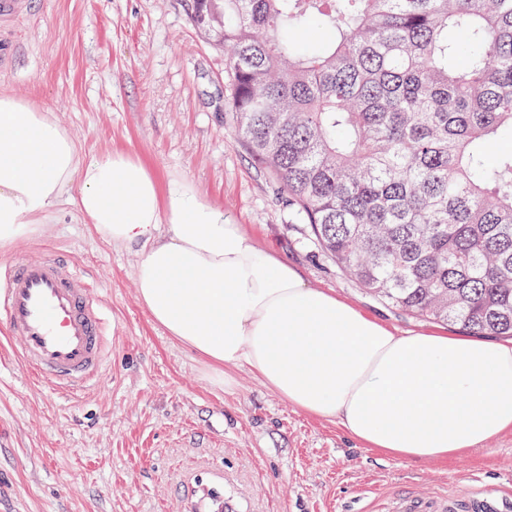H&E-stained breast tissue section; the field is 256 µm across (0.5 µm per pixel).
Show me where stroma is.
Instances as JSON below:
<instances>
[{"label": "stroma", "instance_id": "35a3bbf8", "mask_svg": "<svg viewBox=\"0 0 512 512\" xmlns=\"http://www.w3.org/2000/svg\"><path fill=\"white\" fill-rule=\"evenodd\" d=\"M0 88L48 108L85 155L122 151L160 182L186 177L310 287L400 334L458 328L361 290L317 246L224 112V50L187 0H24L0 23ZM65 249L104 303L111 353L67 395L37 383L0 330V512H390L391 500L494 489L512 497V430L448 459L383 456L272 392L249 367L223 387L155 326L136 286V246L115 247L61 212L0 262Z\"/></svg>", "mask_w": 512, "mask_h": 512}]
</instances>
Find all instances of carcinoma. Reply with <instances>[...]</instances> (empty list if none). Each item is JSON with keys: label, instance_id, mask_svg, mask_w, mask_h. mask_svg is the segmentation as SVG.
<instances>
[{"label": "carcinoma", "instance_id": "1", "mask_svg": "<svg viewBox=\"0 0 512 512\" xmlns=\"http://www.w3.org/2000/svg\"><path fill=\"white\" fill-rule=\"evenodd\" d=\"M224 111L315 243L407 314L512 337V0H190Z\"/></svg>", "mask_w": 512, "mask_h": 512}]
</instances>
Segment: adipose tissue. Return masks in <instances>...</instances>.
<instances>
[{
	"label": "adipose tissue",
	"instance_id": "1",
	"mask_svg": "<svg viewBox=\"0 0 512 512\" xmlns=\"http://www.w3.org/2000/svg\"><path fill=\"white\" fill-rule=\"evenodd\" d=\"M66 207L107 243L137 245L142 306L221 383L250 367L362 447L416 462L512 429V343L397 334L309 287L188 178L163 186L127 153L86 157L52 112L0 90V249Z\"/></svg>",
	"mask_w": 512,
	"mask_h": 512
}]
</instances>
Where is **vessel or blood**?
<instances>
[{
	"instance_id": "1",
	"label": "vessel or blood",
	"mask_w": 512,
	"mask_h": 512,
	"mask_svg": "<svg viewBox=\"0 0 512 512\" xmlns=\"http://www.w3.org/2000/svg\"><path fill=\"white\" fill-rule=\"evenodd\" d=\"M0 328L13 353L43 384L74 394L96 381L110 355L105 309L70 257L48 255L0 267ZM471 512H512L489 489L467 500ZM398 512H458L454 496L400 499Z\"/></svg>"
}]
</instances>
